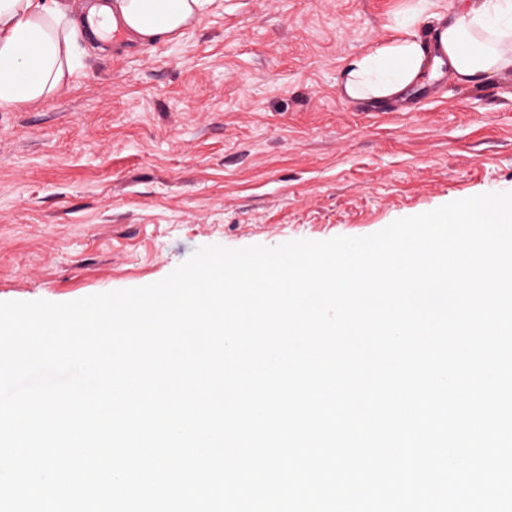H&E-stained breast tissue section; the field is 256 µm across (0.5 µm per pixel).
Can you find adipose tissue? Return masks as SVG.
<instances>
[{
	"label": "adipose tissue",
	"mask_w": 512,
	"mask_h": 512,
	"mask_svg": "<svg viewBox=\"0 0 512 512\" xmlns=\"http://www.w3.org/2000/svg\"><path fill=\"white\" fill-rule=\"evenodd\" d=\"M213 0H0V109L55 95L80 67L90 18L154 43L182 36ZM448 67L462 83L512 71V0H473L442 32ZM423 45L406 39L354 59L344 70L350 97L399 96L419 82Z\"/></svg>",
	"instance_id": "ef3b65f1"
}]
</instances>
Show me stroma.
<instances>
[{"label": "stroma", "instance_id": "35a3bbf8", "mask_svg": "<svg viewBox=\"0 0 512 512\" xmlns=\"http://www.w3.org/2000/svg\"><path fill=\"white\" fill-rule=\"evenodd\" d=\"M466 0H215L120 34L59 93L0 111V301L146 286L208 245L364 237L512 191V73L350 98L356 57Z\"/></svg>", "mask_w": 512, "mask_h": 512}]
</instances>
